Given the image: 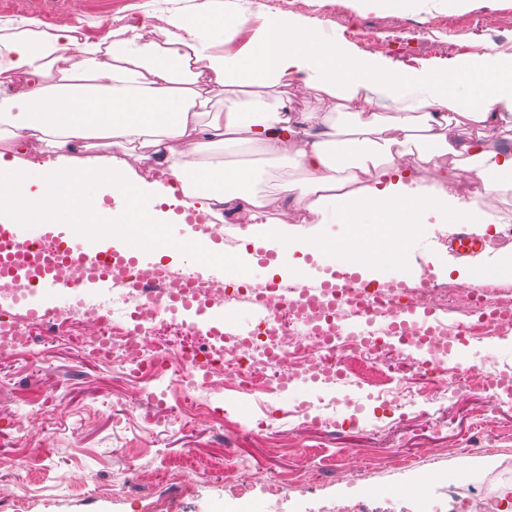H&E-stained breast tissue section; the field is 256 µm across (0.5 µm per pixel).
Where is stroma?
I'll use <instances>...</instances> for the list:
<instances>
[{
  "instance_id": "stroma-1",
  "label": "stroma",
  "mask_w": 512,
  "mask_h": 512,
  "mask_svg": "<svg viewBox=\"0 0 512 512\" xmlns=\"http://www.w3.org/2000/svg\"><path fill=\"white\" fill-rule=\"evenodd\" d=\"M218 7L247 12L251 0H0V20L19 28L34 21L48 32L72 18L96 41L122 15ZM295 16L332 32L352 54L398 69L512 57V0H470L461 11L425 0L396 18L355 9L353 0H304ZM395 19L426 41L397 40ZM503 229L499 221L473 227L487 241L473 261L450 251L454 224H305L315 245L298 265L307 271L320 252L348 244L374 264L377 281L397 274L412 284L421 269L411 246L423 239L436 284H460L512 253ZM490 345L484 336L459 341L449 369L488 360L512 372V357L493 355ZM389 376L410 387L411 400L384 405L359 389L362 412L325 399L306 417L296 412L299 397L229 388L217 414L189 407L167 378L145 385L98 358L92 337L71 324L68 337L39 336L21 353L0 354V512H334L355 502L362 512H446L453 490L482 494L488 512L512 505V402L493 406L472 390L430 399L428 375L399 359ZM318 415L324 423H315ZM229 447L248 462L246 472L229 473ZM345 467L353 470L347 481Z\"/></svg>"
}]
</instances>
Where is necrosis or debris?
Segmentation results:
<instances>
[{"instance_id":"necrosis-or-debris-1","label":"necrosis or debris","mask_w":512,"mask_h":512,"mask_svg":"<svg viewBox=\"0 0 512 512\" xmlns=\"http://www.w3.org/2000/svg\"><path fill=\"white\" fill-rule=\"evenodd\" d=\"M112 267V286L131 312L130 321L100 320L96 308L77 301L49 312L55 332L71 322L93 323L98 355L132 364L150 366L155 355L166 354L171 380L177 381L195 405L232 385L244 392L276 393L286 384L317 376L326 380H350L351 363L362 357L378 372H385L393 357L413 359L412 351L382 343L379 334L401 336L425 348L430 371L440 382L432 389H446L448 347L461 336L512 333V292L497 286L478 290L469 286L441 287L426 284L414 288L387 285L365 296L349 289L345 308L365 303L372 312L374 329L361 334L344 331L335 299H300L283 288L264 287L261 295L270 318L256 336H225L192 332L176 319L165 318L161 305L174 295L187 293L200 303L233 304L237 296L223 283L197 279L170 269H132L123 261ZM437 311L450 306L471 315L470 321L453 325L441 322L421 331L398 322L402 305Z\"/></svg>"}]
</instances>
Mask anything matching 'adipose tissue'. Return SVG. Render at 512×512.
<instances>
[{
  "label": "adipose tissue",
  "instance_id": "ef3b65f1",
  "mask_svg": "<svg viewBox=\"0 0 512 512\" xmlns=\"http://www.w3.org/2000/svg\"><path fill=\"white\" fill-rule=\"evenodd\" d=\"M248 15L234 11L169 16L162 40L130 28L121 40L84 39L72 26L0 39V223L68 224L121 248L110 224L135 231L172 222L178 206L218 207L266 222L254 187L265 176L253 162L187 163L178 144L257 150L279 158L291 177L275 188L303 207L309 224H482L478 199L449 193L404 167L452 157L484 192L512 190V150L489 138L512 124V66L490 57L479 67L437 72L394 70L351 55L338 41L295 24L288 13L265 17L245 47L233 49ZM80 60L62 65L63 52ZM320 96L309 112L289 111L280 90L294 78ZM236 88L224 96L225 88ZM396 103L377 112L378 97ZM481 133L451 145L450 127ZM109 139L113 153L72 157L73 146ZM375 179H364L369 168ZM112 186L106 215L98 187ZM164 198L166 209L156 208Z\"/></svg>",
  "mask_w": 512,
  "mask_h": 512
}]
</instances>
